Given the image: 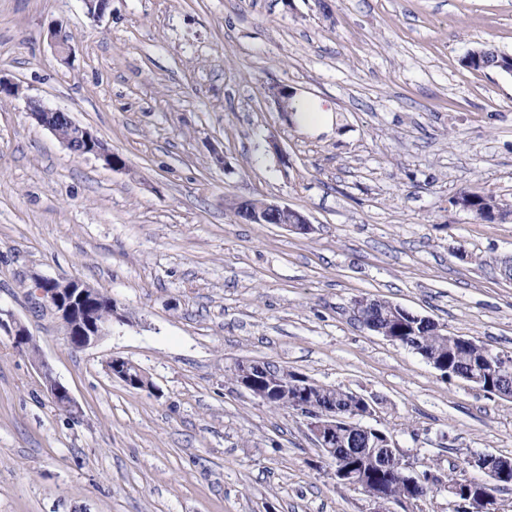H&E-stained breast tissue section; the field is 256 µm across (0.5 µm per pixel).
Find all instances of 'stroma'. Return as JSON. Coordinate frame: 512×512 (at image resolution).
Listing matches in <instances>:
<instances>
[{"mask_svg":"<svg viewBox=\"0 0 512 512\" xmlns=\"http://www.w3.org/2000/svg\"><path fill=\"white\" fill-rule=\"evenodd\" d=\"M60 24L72 56L48 39ZM512 0H0V308L28 327L80 414L0 335V512H373L300 415L232 378L270 361L375 406L405 463L439 476L512 457V397L444 380L365 329L383 299L512 355ZM292 91L284 99L280 90ZM320 100L331 131L299 129ZM66 112L124 161L73 155L28 110ZM240 198L304 212L311 234L247 224ZM72 275L125 322L75 351L35 307L34 275ZM121 357L153 383L113 378ZM512 54L501 52L485 46L470 49L464 56V65L475 71L493 70L504 76H512ZM508 62L511 74L501 69L500 63ZM460 193L468 194L472 198L476 206L473 214L482 221H490L486 211L490 212L491 210L512 216V209L499 202L492 194L476 191H462Z\"/></svg>","mask_w":512,"mask_h":512,"instance_id":"1","label":"stroma"}]
</instances>
